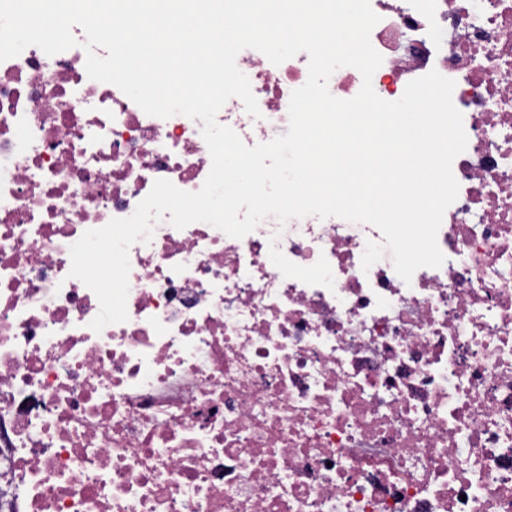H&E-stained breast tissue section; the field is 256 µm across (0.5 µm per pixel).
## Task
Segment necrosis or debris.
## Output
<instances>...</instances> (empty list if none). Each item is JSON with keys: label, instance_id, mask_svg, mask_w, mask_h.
<instances>
[{"label": "necrosis or debris", "instance_id": "obj_1", "mask_svg": "<svg viewBox=\"0 0 512 512\" xmlns=\"http://www.w3.org/2000/svg\"><path fill=\"white\" fill-rule=\"evenodd\" d=\"M398 100L455 81L466 150L411 282L362 269L367 223L263 219L243 238L160 220L129 249V319L94 332L70 247L154 182L195 192L203 123L86 72L85 32L0 62V505L14 512H512V0H370ZM309 56L236 65L216 121L288 126Z\"/></svg>", "mask_w": 512, "mask_h": 512}]
</instances>
